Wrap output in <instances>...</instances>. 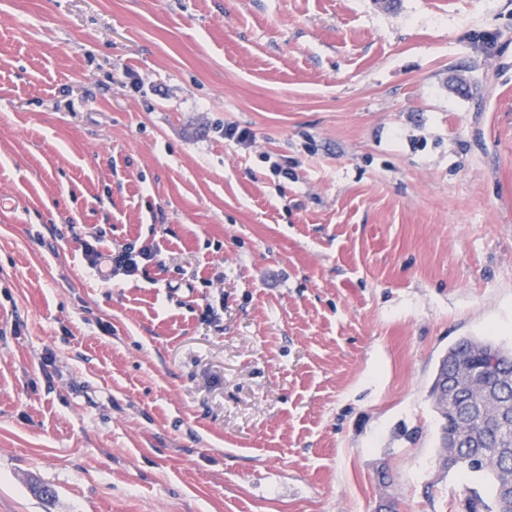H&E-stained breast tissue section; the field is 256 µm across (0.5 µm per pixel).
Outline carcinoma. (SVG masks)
Returning <instances> with one entry per match:
<instances>
[{"label":"carcinoma","instance_id":"carcinoma-1","mask_svg":"<svg viewBox=\"0 0 512 512\" xmlns=\"http://www.w3.org/2000/svg\"><path fill=\"white\" fill-rule=\"evenodd\" d=\"M495 361L490 368L486 360ZM464 369L463 399L446 404L439 385ZM431 395L440 417L438 447H448V434L460 426L470 437L453 453L439 455L444 471L482 478L486 492L469 489L465 512H512V349L464 337L448 347L436 369Z\"/></svg>","mask_w":512,"mask_h":512}]
</instances>
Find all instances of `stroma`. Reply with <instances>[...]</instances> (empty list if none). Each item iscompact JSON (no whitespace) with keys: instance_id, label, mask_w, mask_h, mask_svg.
Listing matches in <instances>:
<instances>
[{"instance_id":"35a3bbf8","label":"stroma","mask_w":512,"mask_h":512,"mask_svg":"<svg viewBox=\"0 0 512 512\" xmlns=\"http://www.w3.org/2000/svg\"><path fill=\"white\" fill-rule=\"evenodd\" d=\"M463 336L512 347V0H0V512H464ZM158 256L159 254L157 253H146L141 250L135 252V248L130 246L123 252L115 255L112 261L116 265L124 266L128 272H135L139 267V259H146L147 261L155 260L157 266H163V261L156 259Z\"/></svg>"}]
</instances>
